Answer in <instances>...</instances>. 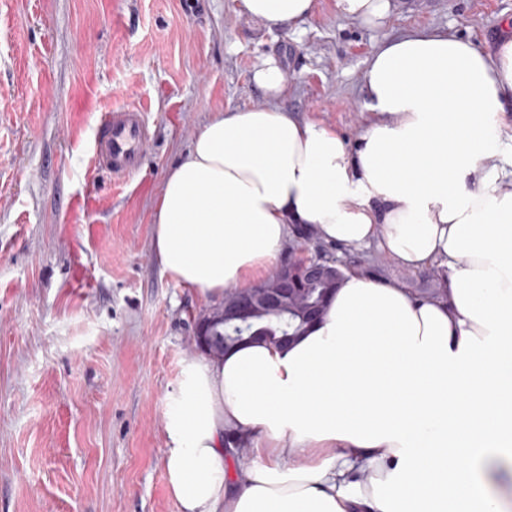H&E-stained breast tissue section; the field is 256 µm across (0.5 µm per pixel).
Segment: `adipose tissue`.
Here are the masks:
<instances>
[{"label": "adipose tissue", "instance_id": "obj_1", "mask_svg": "<svg viewBox=\"0 0 512 512\" xmlns=\"http://www.w3.org/2000/svg\"><path fill=\"white\" fill-rule=\"evenodd\" d=\"M295 29L315 0H237ZM268 101L217 113L168 169L152 243L163 272L216 305L274 275L299 229L368 245L446 292L346 271L321 321L286 347L186 358L164 413L178 512H512V24L494 49L413 32L371 54L355 148ZM249 445L236 466L227 433Z\"/></svg>", "mask_w": 512, "mask_h": 512}]
</instances>
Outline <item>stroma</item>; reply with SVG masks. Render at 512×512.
I'll return each instance as SVG.
<instances>
[{
	"label": "stroma",
	"instance_id": "stroma-1",
	"mask_svg": "<svg viewBox=\"0 0 512 512\" xmlns=\"http://www.w3.org/2000/svg\"><path fill=\"white\" fill-rule=\"evenodd\" d=\"M512 0H400L384 24L316 0L299 30L236 0H0V512H178L164 411L207 306L163 273L152 218L166 171L215 113L264 104L252 72L287 75L282 106L355 146L362 74L382 42L445 30L492 49ZM134 105L151 142L115 180L92 160L108 111ZM349 269L433 292L377 245L296 236Z\"/></svg>",
	"mask_w": 512,
	"mask_h": 512
}]
</instances>
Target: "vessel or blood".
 <instances>
[{"instance_id": "vessel-or-blood-1", "label": "vessel or blood", "mask_w": 512, "mask_h": 512, "mask_svg": "<svg viewBox=\"0 0 512 512\" xmlns=\"http://www.w3.org/2000/svg\"><path fill=\"white\" fill-rule=\"evenodd\" d=\"M149 142L143 110L123 106L109 112L98 129L93 157L99 167L122 179L139 168Z\"/></svg>"}]
</instances>
